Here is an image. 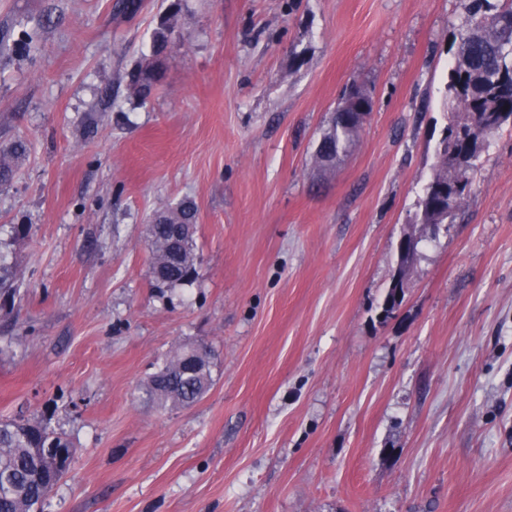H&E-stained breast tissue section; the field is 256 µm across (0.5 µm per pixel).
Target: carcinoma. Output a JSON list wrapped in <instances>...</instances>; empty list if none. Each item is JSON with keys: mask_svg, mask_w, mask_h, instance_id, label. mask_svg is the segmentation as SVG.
<instances>
[{"mask_svg": "<svg viewBox=\"0 0 512 512\" xmlns=\"http://www.w3.org/2000/svg\"><path fill=\"white\" fill-rule=\"evenodd\" d=\"M470 27L455 41V65L446 86L450 112L444 127L430 180L417 202L414 224H451L470 198L469 171L492 136L512 121V0H464ZM156 81L152 64L139 65L129 74L130 87L139 98L146 97ZM316 151L321 164L336 162L358 137L362 125L345 119L348 112L372 106L363 86L353 84L342 97ZM23 151L20 144L0 150V184L14 174V161ZM446 188L456 194V203L443 212L434 190ZM197 223V210L182 203L164 211L162 222L149 225L153 245L151 278L157 288L175 287L195 278L196 258L193 238L178 243L181 262L169 261L168 242L173 225ZM411 267L399 262L385 299V313L401 302L400 292ZM200 369L187 373L186 350L174 352L152 374L146 395L159 405L187 407L210 390L212 350L200 345ZM65 436L44 422L23 417L0 420V512H44L45 502L68 470L46 457L52 448H68Z\"/></svg>", "mask_w": 512, "mask_h": 512, "instance_id": "cac0c4a2", "label": "carcinoma"}]
</instances>
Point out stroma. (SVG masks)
Instances as JSON below:
<instances>
[{"label":"stroma","instance_id":"35a3bbf8","mask_svg":"<svg viewBox=\"0 0 512 512\" xmlns=\"http://www.w3.org/2000/svg\"><path fill=\"white\" fill-rule=\"evenodd\" d=\"M138 2L0 0V148L26 146L0 186L21 288L0 298V419L74 446L45 512H512V126L455 223L411 224L461 0ZM149 58L143 101L128 74ZM353 82L373 110L320 167ZM183 201L197 276L157 288L148 225ZM199 343L209 392L150 402ZM402 243L399 247V266L392 277L391 284L385 299L384 312L387 315L401 302L400 292L403 290L404 280L409 276L412 267L406 266L401 257ZM191 350H180L167 357L162 366L152 374L146 385V395L162 407H187L199 401L210 390L213 378L210 370L212 350L205 345L193 349L199 351L200 369L187 373L185 357Z\"/></svg>","mask_w":512,"mask_h":512}]
</instances>
